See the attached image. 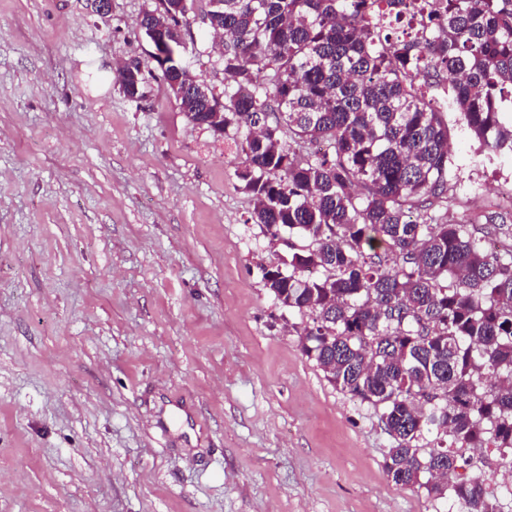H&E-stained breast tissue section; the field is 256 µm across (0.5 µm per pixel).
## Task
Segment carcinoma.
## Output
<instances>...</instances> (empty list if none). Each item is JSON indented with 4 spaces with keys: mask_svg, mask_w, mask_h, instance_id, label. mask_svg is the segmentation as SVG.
<instances>
[{
    "mask_svg": "<svg viewBox=\"0 0 512 512\" xmlns=\"http://www.w3.org/2000/svg\"><path fill=\"white\" fill-rule=\"evenodd\" d=\"M219 2L224 96L186 70L162 78L193 124L210 131L222 113L245 154L250 221L301 241L265 287L309 318L302 352L381 410L395 484L512 512V491L460 477L478 467L472 448L512 465V230L493 212L438 223L451 202L447 111L482 151L512 157V0H438L418 42L384 23L406 0ZM140 27L176 48L190 20L177 0H153ZM124 71V94L143 98L141 63ZM493 237L504 254L486 247Z\"/></svg>",
    "mask_w": 512,
    "mask_h": 512,
    "instance_id": "cac0c4a2",
    "label": "carcinoma"
}]
</instances>
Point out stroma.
Instances as JSON below:
<instances>
[{"mask_svg":"<svg viewBox=\"0 0 512 512\" xmlns=\"http://www.w3.org/2000/svg\"><path fill=\"white\" fill-rule=\"evenodd\" d=\"M179 49L224 93L193 0ZM148 0H0V512H459L385 470L380 412L301 351L266 288L289 247L250 223L236 145L188 121ZM452 222L512 205V160L449 114ZM188 424L162 425L173 402ZM124 71L126 74L123 85L124 94L132 100L142 99L144 97L143 88L147 82L145 69L139 61H132L125 64Z\"/></svg>","mask_w":512,"mask_h":512,"instance_id":"obj_1","label":"stroma"}]
</instances>
